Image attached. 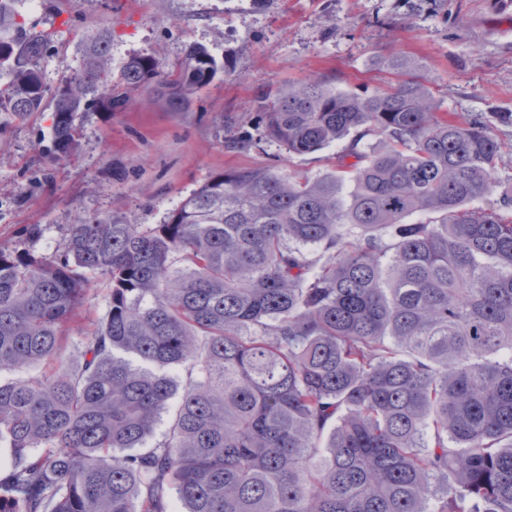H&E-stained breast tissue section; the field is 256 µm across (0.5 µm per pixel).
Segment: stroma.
<instances>
[{"label": "stroma", "instance_id": "1", "mask_svg": "<svg viewBox=\"0 0 512 512\" xmlns=\"http://www.w3.org/2000/svg\"><path fill=\"white\" fill-rule=\"evenodd\" d=\"M21 9L32 31L55 34L41 60L52 89L104 30L113 71L137 54L167 65L202 46L226 74L181 112L131 101L79 114L78 147L57 162L51 112L0 127L2 247L25 242L51 255L73 224L164 223L230 167L322 175L348 141L288 156L263 134L262 94L319 78L374 92L389 81L383 61L394 52L419 65L442 112L481 119L512 141V7L495 0H22ZM236 137L250 148L228 149Z\"/></svg>", "mask_w": 512, "mask_h": 512}]
</instances>
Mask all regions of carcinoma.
Segmentation results:
<instances>
[{
    "mask_svg": "<svg viewBox=\"0 0 512 512\" xmlns=\"http://www.w3.org/2000/svg\"><path fill=\"white\" fill-rule=\"evenodd\" d=\"M20 3L0 0V120L52 106L58 158L77 113L180 111L221 71L204 47L166 69L137 55L114 94L106 32L50 95L52 35ZM386 67L372 95L316 79L264 97L290 155L351 138L323 175L230 168L163 224L0 247V369L18 373L0 512H172L174 494L182 512H512V143L445 117L409 60Z\"/></svg>",
    "mask_w": 512,
    "mask_h": 512,
    "instance_id": "obj_1",
    "label": "carcinoma"
}]
</instances>
